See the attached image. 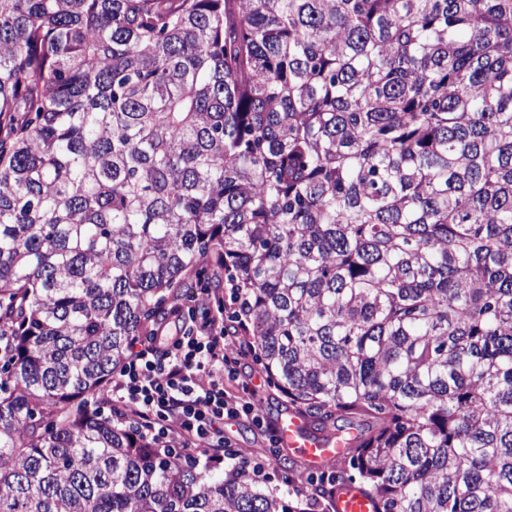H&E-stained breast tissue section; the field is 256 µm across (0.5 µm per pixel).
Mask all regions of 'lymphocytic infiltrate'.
Here are the masks:
<instances>
[{"instance_id": "obj_1", "label": "lymphocytic infiltrate", "mask_w": 512, "mask_h": 512, "mask_svg": "<svg viewBox=\"0 0 512 512\" xmlns=\"http://www.w3.org/2000/svg\"><path fill=\"white\" fill-rule=\"evenodd\" d=\"M196 298L195 306L172 307L156 335L134 344L97 402L152 447L200 453L218 467L233 457L225 421L250 420L266 430L271 446L279 439L254 398L269 377L242 380L241 349L228 338L246 330L242 318L226 317L238 302L236 289L218 295L201 288Z\"/></svg>"}]
</instances>
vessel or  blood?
<instances>
[{
    "mask_svg": "<svg viewBox=\"0 0 512 512\" xmlns=\"http://www.w3.org/2000/svg\"><path fill=\"white\" fill-rule=\"evenodd\" d=\"M276 428L285 448L293 450L312 468H320L342 454V447L333 437L313 431L308 420L296 411L282 414ZM334 512H373L371 502L359 494H338L333 502Z\"/></svg>",
    "mask_w": 512,
    "mask_h": 512,
    "instance_id": "1",
    "label": "vessel or blood"
}]
</instances>
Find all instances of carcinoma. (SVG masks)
Here are the masks:
<instances>
[{
    "label": "carcinoma",
    "instance_id": "carcinoma-1",
    "mask_svg": "<svg viewBox=\"0 0 512 512\" xmlns=\"http://www.w3.org/2000/svg\"><path fill=\"white\" fill-rule=\"evenodd\" d=\"M217 268L303 499L96 409ZM1 327L0 512H512V0H0ZM335 512H373L371 502L357 493L347 492L336 495L333 502Z\"/></svg>",
    "mask_w": 512,
    "mask_h": 512
}]
</instances>
